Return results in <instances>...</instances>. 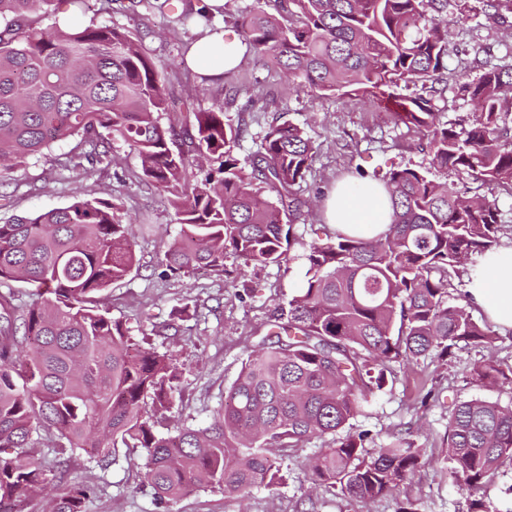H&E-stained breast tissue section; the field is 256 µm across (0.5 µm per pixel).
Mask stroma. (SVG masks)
<instances>
[{
  "label": "stroma",
  "instance_id": "obj_1",
  "mask_svg": "<svg viewBox=\"0 0 512 512\" xmlns=\"http://www.w3.org/2000/svg\"><path fill=\"white\" fill-rule=\"evenodd\" d=\"M59 10L69 13L74 23L115 24L144 34L156 67L175 96L195 94L197 110L223 109L226 122L244 128L237 158L252 156L258 136L272 122L304 127L313 146L311 169L297 187L309 206L294 223L292 244L283 261L246 268L229 256L220 275L204 269L181 277L169 274L163 255L180 229L177 216L166 192L139 180L138 156L120 138L112 140L111 165H97L86 175L75 177L61 169L63 156L72 147L62 141L47 156L6 177L16 214L62 207L90 195L121 204L125 219L133 224L136 264L110 288V312L129 336L173 358L180 373L179 390L171 409L155 424L156 433L168 436L176 425L197 427L211 419L223 406L225 392L256 337L287 312L289 300L306 280L305 252L331 230L324 220L323 201L332 185L360 174L379 182L393 168L428 167L430 158L415 128L392 123L383 112L357 100L339 103L296 86L276 67H256L252 53H244L235 70L204 78L187 63V47L198 30L178 23L175 14L143 7L131 13L122 0H88L85 10L76 14L64 0ZM446 34L448 89L439 118L462 127L473 118L474 106L460 94V86L478 76L481 63L512 60V29L490 27L480 18L461 19L452 10ZM436 178L465 195L496 202L499 245L512 247L511 190L492 183L476 185L463 171H440ZM487 358L502 368L512 367V332H494L488 347L459 344L444 360L427 357L393 363L391 392L380 395L366 416L358 418L357 426L370 430L378 445L407 435L420 448L421 463L399 489L373 502L355 501L313 484L307 463L323 446L318 439L279 453L278 483L243 499L198 488L177 503H159L143 478V457L137 448H118L106 471L87 456L74 454L69 479L91 487L87 512H398L406 505L414 512H470L475 499L488 512H504L512 505V460L504 461L473 495L451 478L448 468L446 431L453 402L476 397L512 402V389L471 384L472 368ZM432 388L441 391L440 400H426Z\"/></svg>",
  "mask_w": 512,
  "mask_h": 512
}]
</instances>
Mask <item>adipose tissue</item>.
<instances>
[{
	"instance_id": "obj_1",
	"label": "adipose tissue",
	"mask_w": 512,
	"mask_h": 512,
	"mask_svg": "<svg viewBox=\"0 0 512 512\" xmlns=\"http://www.w3.org/2000/svg\"><path fill=\"white\" fill-rule=\"evenodd\" d=\"M193 62L207 75L220 76L240 62L237 40L212 33L196 41L191 49ZM326 219L336 232L373 238L389 228L390 208L384 188L366 181L337 185L326 206ZM469 301L482 307L489 320L503 329H512V248L488 253L484 273L472 278Z\"/></svg>"
}]
</instances>
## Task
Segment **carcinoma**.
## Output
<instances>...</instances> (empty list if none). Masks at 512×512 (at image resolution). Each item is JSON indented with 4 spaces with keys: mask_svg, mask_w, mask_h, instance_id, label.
Segmentation results:
<instances>
[{
    "mask_svg": "<svg viewBox=\"0 0 512 512\" xmlns=\"http://www.w3.org/2000/svg\"><path fill=\"white\" fill-rule=\"evenodd\" d=\"M56 0H0V175L78 139L63 168L110 162L112 137L140 159L144 179L170 194L180 231L164 253L174 275L224 273L231 253L247 267L278 263L291 244L305 201L294 187L313 162L297 124H271L245 167L235 155L243 129L223 110L199 112L179 100L194 132L162 127L174 100L143 38L117 25L40 26ZM178 12L186 24L211 23L206 12L179 10V0L147 3ZM462 16L509 23L512 0H455ZM277 14L256 6L238 21L241 43L257 65H276L309 87L379 102L426 137L430 164L466 171L473 180L512 189V125L503 109L512 63L485 64L462 91L476 107L456 129L438 120L447 48L436 18L448 0H278ZM426 95H403L400 86ZM189 140L188 149L169 143ZM217 167L189 189V154ZM388 231L367 239L342 234L310 245L306 281L288 316L252 346L224 406L202 427L155 434L146 410H169L179 375L173 359L144 347L112 319L101 295L135 266L129 223L118 203L82 199L0 221V282L37 288L19 318L0 296V512L58 483L50 512H86L91 489L68 481L79 450L106 470L117 444L139 448L144 480L160 501L193 488L245 496L271 486L276 452L324 442L309 459L315 484L373 501L404 484L420 449L397 437L369 450L370 433L354 427L377 392L394 382L390 363L435 355L460 342L491 343L467 306L448 303L452 276L469 257L498 246L499 210L464 199L429 172L403 168L386 182ZM477 386L512 385V368L475 365ZM53 449L47 465L31 455L33 436ZM450 472L478 490L512 459V406L485 399L454 404L446 436Z\"/></svg>",
    "mask_w": 512,
    "mask_h": 512,
    "instance_id": "carcinoma-1",
    "label": "carcinoma"
}]
</instances>
